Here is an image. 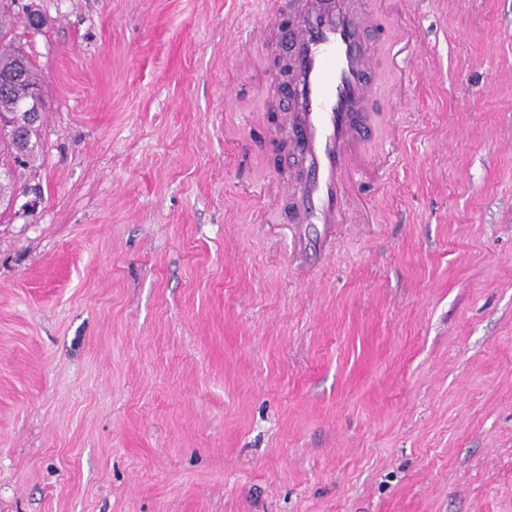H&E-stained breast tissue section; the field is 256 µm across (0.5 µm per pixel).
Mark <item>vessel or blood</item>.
<instances>
[{
    "label": "vessel or blood",
    "instance_id": "vessel-or-blood-1",
    "mask_svg": "<svg viewBox=\"0 0 512 512\" xmlns=\"http://www.w3.org/2000/svg\"><path fill=\"white\" fill-rule=\"evenodd\" d=\"M384 0H276L266 28L291 18L288 133L295 163L280 184L292 223L329 229L343 220L347 181L367 134Z\"/></svg>",
    "mask_w": 512,
    "mask_h": 512
}]
</instances>
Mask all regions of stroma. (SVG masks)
I'll list each match as a JSON object with an SVG mask.
<instances>
[{"label": "stroma", "instance_id": "obj_1", "mask_svg": "<svg viewBox=\"0 0 512 512\" xmlns=\"http://www.w3.org/2000/svg\"><path fill=\"white\" fill-rule=\"evenodd\" d=\"M20 2L45 108L41 195L0 217V512H512V0H389L307 258L273 0Z\"/></svg>", "mask_w": 512, "mask_h": 512}]
</instances>
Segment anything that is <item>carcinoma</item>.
<instances>
[{"label":"carcinoma","mask_w":512,"mask_h":512,"mask_svg":"<svg viewBox=\"0 0 512 512\" xmlns=\"http://www.w3.org/2000/svg\"><path fill=\"white\" fill-rule=\"evenodd\" d=\"M23 23L36 31L45 25L35 11L25 17L16 16L9 8L0 7V205L12 204L16 195L15 171L35 161L37 120L24 109L32 93L43 104L40 75L20 43L13 35L15 26Z\"/></svg>","instance_id":"cac0c4a2"}]
</instances>
